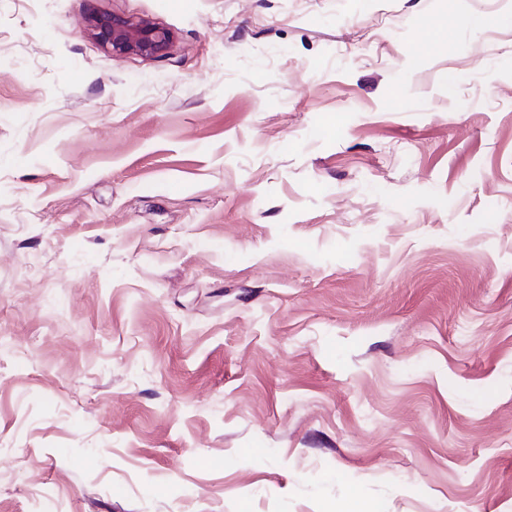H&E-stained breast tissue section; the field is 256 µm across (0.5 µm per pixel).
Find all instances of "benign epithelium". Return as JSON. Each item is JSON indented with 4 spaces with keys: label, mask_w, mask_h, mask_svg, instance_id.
Wrapping results in <instances>:
<instances>
[{
    "label": "benign epithelium",
    "mask_w": 512,
    "mask_h": 512,
    "mask_svg": "<svg viewBox=\"0 0 512 512\" xmlns=\"http://www.w3.org/2000/svg\"><path fill=\"white\" fill-rule=\"evenodd\" d=\"M92 27L102 45L115 54L157 57L172 41L169 30L145 19L98 17L92 19Z\"/></svg>",
    "instance_id": "benign-epithelium-1"
}]
</instances>
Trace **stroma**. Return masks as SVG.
<instances>
[{"instance_id":"35a3bbf8","label":"stroma","mask_w":512,"mask_h":512,"mask_svg":"<svg viewBox=\"0 0 512 512\" xmlns=\"http://www.w3.org/2000/svg\"><path fill=\"white\" fill-rule=\"evenodd\" d=\"M354 495L512 512V0H0V512ZM92 27L102 45L115 54L157 57L172 41L169 30L145 19L98 17L92 19Z\"/></svg>"}]
</instances>
